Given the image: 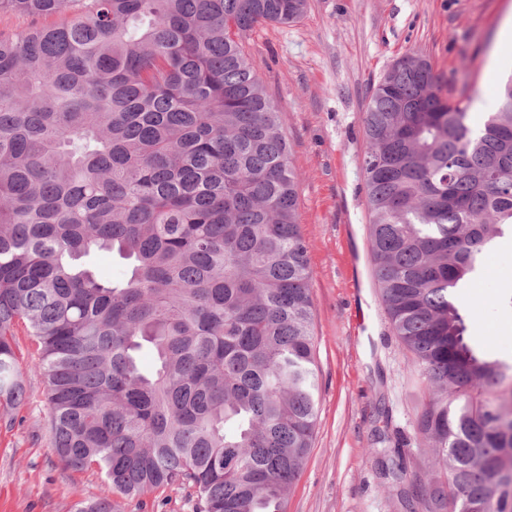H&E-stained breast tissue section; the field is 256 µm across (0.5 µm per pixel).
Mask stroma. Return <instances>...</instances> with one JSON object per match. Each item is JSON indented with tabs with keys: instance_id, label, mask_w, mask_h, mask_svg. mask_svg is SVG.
<instances>
[{
	"instance_id": "1",
	"label": "stroma",
	"mask_w": 512,
	"mask_h": 512,
	"mask_svg": "<svg viewBox=\"0 0 512 512\" xmlns=\"http://www.w3.org/2000/svg\"><path fill=\"white\" fill-rule=\"evenodd\" d=\"M512 0H308L288 25L265 24L245 38L288 137L299 175L298 221L306 245L319 373L312 448L288 493L286 512H400L371 453L377 432L408 452L425 449L413 429L424 394L418 373L379 303L368 252L370 216L363 114L372 88L401 56H425L450 99L497 102L512 73V42L498 38ZM499 71L487 76L490 61ZM467 343L512 363V234L481 256L456 291ZM13 348L28 391L0 405V512H74L100 495V470L64 467L53 451L37 347L24 324ZM195 494L160 487L123 512H193Z\"/></svg>"
}]
</instances>
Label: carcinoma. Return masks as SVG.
Masks as SVG:
<instances>
[{
    "mask_svg": "<svg viewBox=\"0 0 512 512\" xmlns=\"http://www.w3.org/2000/svg\"><path fill=\"white\" fill-rule=\"evenodd\" d=\"M307 0H0L57 24L0 38V400L38 344L52 446L105 471L75 512L195 489L194 512H285L319 386L299 176L244 50ZM418 53L363 117L370 261L421 377L431 450L376 465L404 512H512V364L465 341L455 290L512 227V78L472 126ZM95 252L130 261L105 280ZM153 371L141 369L143 349Z\"/></svg>",
    "mask_w": 512,
    "mask_h": 512,
    "instance_id": "cac0c4a2",
    "label": "carcinoma"
}]
</instances>
